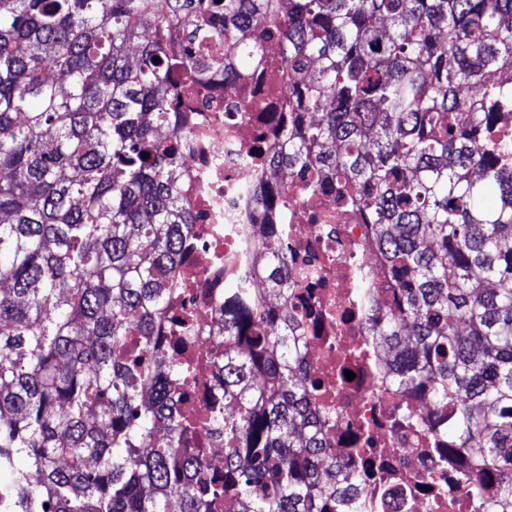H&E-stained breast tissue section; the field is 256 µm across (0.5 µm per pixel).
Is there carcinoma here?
<instances>
[{
	"instance_id": "cac0c4a2",
	"label": "carcinoma",
	"mask_w": 512,
	"mask_h": 512,
	"mask_svg": "<svg viewBox=\"0 0 512 512\" xmlns=\"http://www.w3.org/2000/svg\"><path fill=\"white\" fill-rule=\"evenodd\" d=\"M262 26L296 106L276 170L364 211L395 285L356 281L390 382L512 508V0H0V512H368L312 410L273 238L277 308L226 289L224 478L180 452L166 379L191 368L158 326L193 215L171 101L238 80Z\"/></svg>"
}]
</instances>
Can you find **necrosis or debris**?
<instances>
[{"instance_id": "obj_1", "label": "necrosis or debris", "mask_w": 512, "mask_h": 512, "mask_svg": "<svg viewBox=\"0 0 512 512\" xmlns=\"http://www.w3.org/2000/svg\"><path fill=\"white\" fill-rule=\"evenodd\" d=\"M277 45V33L267 34L263 62L239 82L219 76L208 91L181 98V183L194 222L160 332L193 368L179 386L182 409L198 421L185 453L224 470V439L211 423L224 410L211 363L221 343L224 288L235 281L264 296L262 243L275 236L288 248L295 283L288 305L301 319L304 361L317 381L311 400L327 422L330 446L344 449L345 465L360 475L372 512H483L469 504L461 467L439 448L421 394L390 387L389 354L366 347L370 316L354 282L366 273L378 287L387 285L372 224L335 194L310 195L312 171L283 176L269 164L275 114L293 106L287 76H280L276 97L268 95L265 63L277 58ZM268 185L280 190L270 204L261 196ZM181 317L192 321L184 334L175 325ZM426 477L434 491H424Z\"/></svg>"}]
</instances>
